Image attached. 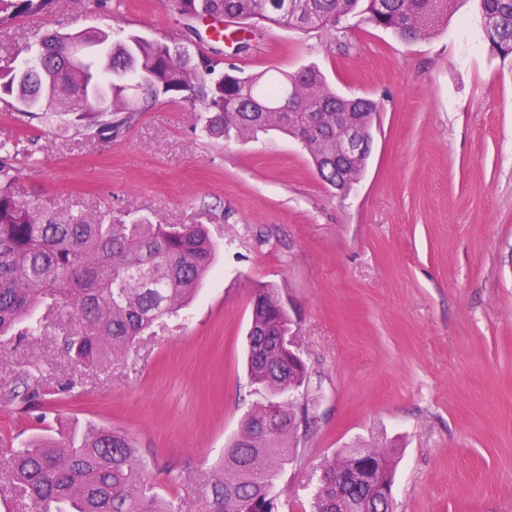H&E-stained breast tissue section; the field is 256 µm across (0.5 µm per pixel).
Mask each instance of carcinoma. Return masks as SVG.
Instances as JSON below:
<instances>
[{"mask_svg":"<svg viewBox=\"0 0 512 512\" xmlns=\"http://www.w3.org/2000/svg\"><path fill=\"white\" fill-rule=\"evenodd\" d=\"M53 0H0V26L40 12ZM457 0H172L191 19H237L217 40L248 49L243 26L275 25L334 29L346 16L364 13L377 27L404 41L439 30ZM480 25L492 51L512 55V0H477ZM34 53L43 64L0 66V103L29 119L47 105L57 114L77 115L81 127L110 138L131 124L145 104L180 99L211 135L245 137L279 130L310 153L319 177L336 186V173L323 169L335 154L337 115L352 112L363 123L377 111L369 98H348L331 89L321 71L306 67L278 79L244 76L237 67L173 41L136 35L114 40L109 32L80 30L47 35ZM133 67L145 96L133 104L123 82ZM109 89L110 104L97 112L84 102ZM293 91L286 111L272 101ZM306 112L311 132L300 130L289 112ZM15 145L0 142V341L45 335L65 317L73 328L64 350L78 365L97 366L126 355L198 292L216 255L204 224H147L87 221L72 214L44 215L15 199ZM291 324L274 288L252 292L248 373L266 400L247 412L241 430L215 465L200 470L194 493L197 512H278L276 478L294 447L298 417L293 396L305 394L306 366L288 362ZM40 380L28 373L11 391L31 402ZM394 451L347 448L323 467L312 495V512H393L385 497L394 483ZM0 468L33 512H181L151 481L137 459L130 434L104 426L82 433L60 430L38 436L0 456ZM341 484H336V472Z\"/></svg>","mask_w":512,"mask_h":512,"instance_id":"1","label":"carcinoma"}]
</instances>
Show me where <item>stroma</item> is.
Listing matches in <instances>:
<instances>
[{"label": "stroma", "instance_id": "obj_1", "mask_svg": "<svg viewBox=\"0 0 512 512\" xmlns=\"http://www.w3.org/2000/svg\"><path fill=\"white\" fill-rule=\"evenodd\" d=\"M171 0H55L0 28V57L44 33L99 28L173 40L244 74L316 65L378 105L360 180L323 182L296 139L208 134L159 99L101 141L75 115L0 109L19 150L15 195L45 213L112 211L204 224L216 262L195 300L124 358L84 368L63 332L0 349V448L57 425L131 433L158 490L196 512L194 479L263 396L247 370L254 288L285 304L311 378V428L278 475V512H307L321 464L353 446L397 451L394 512H512V58L491 53L475 0L407 42L358 17L338 29L264 26L252 50ZM39 405L9 401L22 371Z\"/></svg>", "mask_w": 512, "mask_h": 512}]
</instances>
